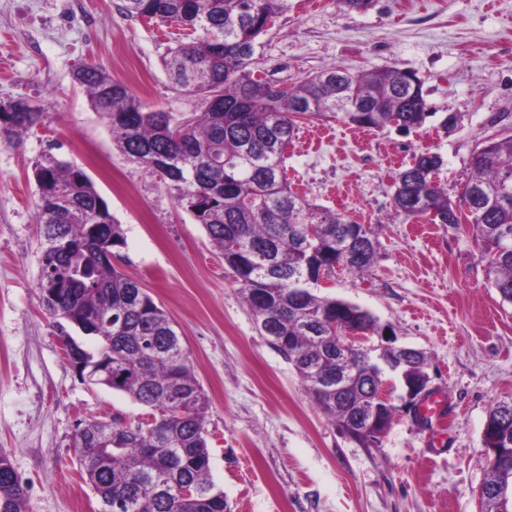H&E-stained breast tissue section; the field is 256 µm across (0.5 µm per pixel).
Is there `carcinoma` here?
<instances>
[{
	"label": "carcinoma",
	"instance_id": "carcinoma-1",
	"mask_svg": "<svg viewBox=\"0 0 512 512\" xmlns=\"http://www.w3.org/2000/svg\"><path fill=\"white\" fill-rule=\"evenodd\" d=\"M131 17L176 25L200 36L164 59L183 95L200 111L152 110L98 65L73 74L92 108L110 123L128 160L157 176L177 204L202 225L224 256L263 336L293 365L309 396L356 441L357 416L385 377L389 348L336 353V328L379 330L372 314L312 285L341 266L351 273L375 262L373 232L288 188L286 150L303 119L341 120L372 130L409 133L436 116L411 70L385 66L351 72L320 70L284 89L255 74L258 37L286 0H122ZM41 106L25 98L0 101V141L13 144L40 122ZM442 157L428 149L394 178L395 215L434 224H469L487 260V277L512 305V136H490L473 152L455 196L435 174ZM40 238L39 291L60 340L75 331L95 346L67 353L99 366L98 384L150 409L148 422L118 417L78 426L74 452L100 512H227L211 478L206 438L208 398L176 323L112 258L126 246L121 225L86 171L45 154L35 161ZM410 376L424 373V353H407ZM352 387L336 393V374ZM495 447L512 448V400L489 411ZM482 512H512V456L484 458ZM189 486V498L179 490ZM25 487L0 451V512H26Z\"/></svg>",
	"mask_w": 512,
	"mask_h": 512
}]
</instances>
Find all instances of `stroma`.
Wrapping results in <instances>:
<instances>
[{
  "instance_id": "1",
  "label": "stroma",
  "mask_w": 512,
  "mask_h": 512,
  "mask_svg": "<svg viewBox=\"0 0 512 512\" xmlns=\"http://www.w3.org/2000/svg\"><path fill=\"white\" fill-rule=\"evenodd\" d=\"M122 0H0V100H36L39 125L0 143V450L27 488V512H98L72 448L80 422L146 419L127 396L81 382L38 289L37 186L42 155L83 167L126 238L125 273L184 334L210 400V469L228 512H481L482 432L512 397V305L486 280L469 226L394 217L396 173L428 149L455 191L482 140L512 135V0H288L260 37L256 73L295 85L328 66L412 70L437 116L404 134L339 120L303 121L288 147L293 191L373 230L378 255L354 276L321 278L322 296L369 310L386 339L424 352L439 419L395 414L373 445L348 436L307 394L254 324L224 257L159 178L129 161L73 80L106 68L152 109L191 112L163 67L185 40L174 25L127 16ZM456 116L454 127L438 118Z\"/></svg>"
}]
</instances>
